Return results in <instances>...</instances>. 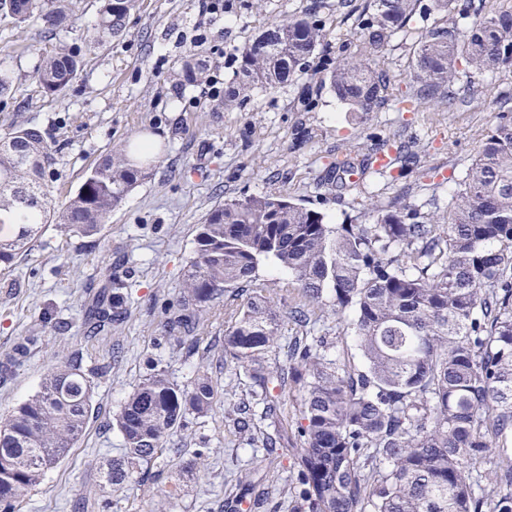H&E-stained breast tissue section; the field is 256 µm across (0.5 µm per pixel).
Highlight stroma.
<instances>
[{
    "mask_svg": "<svg viewBox=\"0 0 512 512\" xmlns=\"http://www.w3.org/2000/svg\"><path fill=\"white\" fill-rule=\"evenodd\" d=\"M318 2L326 22V47L298 81L256 91L240 107L213 112L238 67V50L269 25ZM366 0H230L224 17L203 14L199 0H139L118 37H94L97 0H73L68 25L47 31L0 16V78L12 92L0 98V133L29 123L47 129L59 150L50 186L52 206L64 205L85 173L112 148L147 138L161 148L151 178L113 210L99 234L86 238L42 229L19 255L12 272L0 273V363L13 360L0 378V417L33 395L48 366L78 357L85 370L109 364L94 379L93 413L82 438L41 483L21 496L20 512H293L284 491L292 454L268 462L261 442L239 435L228 414L250 400L245 368L224 355L231 316L255 296L280 302L278 341L264 363L286 365L296 337L290 308L301 301L288 274L261 262L252 281L225 292L203 313L195 348L170 337L164 309L181 296L194 256L196 227L210 208L247 195H287L324 213L334 224H369L372 207L418 202L446 207L459 189L481 140L512 95V70L460 77L452 104L412 107L414 45L395 36L380 59L390 77L389 100L369 114L348 111L322 87L326 61L353 51ZM212 70L194 86L173 74L192 51L196 35ZM76 50L85 65L61 91L43 95L37 73L45 54ZM414 145L417 158L370 174L344 191L324 184L326 169L363 154L398 152ZM124 283L126 317L99 339L86 338L81 304L109 280ZM29 340L24 358L14 344ZM168 369L187 386L208 371L213 411L190 418L167 451L143 465L142 481L117 490L104 486L100 468L120 453L123 438L113 416L148 373ZM208 455L190 469L199 450Z\"/></svg>",
    "mask_w": 512,
    "mask_h": 512,
    "instance_id": "obj_1",
    "label": "stroma"
}]
</instances>
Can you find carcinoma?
<instances>
[{
    "label": "carcinoma",
    "instance_id": "carcinoma-1",
    "mask_svg": "<svg viewBox=\"0 0 512 512\" xmlns=\"http://www.w3.org/2000/svg\"><path fill=\"white\" fill-rule=\"evenodd\" d=\"M137 0H102L96 39L125 28ZM72 0H0L16 23L39 19L49 28L68 20ZM356 52L324 79L351 112H377L390 80L377 68L391 38L412 35L416 14L441 20L418 36L415 99L439 104L459 79L512 69V10L486 0H370ZM326 23L306 10L262 31L241 51L234 82L216 107L231 109L257 87L288 83L324 52ZM83 65L76 51L44 59L42 91L64 88ZM207 57L194 53L176 76L202 81ZM158 151L147 140L123 145L99 160L58 211L47 206L55 157L45 132L18 125L0 134V271L14 269L46 224L92 237L134 187L153 174ZM373 158L345 160L326 181L346 188L342 174H366ZM463 189L446 210L416 203L374 209L372 224H331L283 195H250L218 204L197 227L195 252L178 304L165 327L189 339L200 313L224 292L250 281L270 259L291 274L303 302L291 311L301 338L289 367L260 364L277 341L276 303L250 299L224 331V351L251 366L265 415L293 385L301 393L297 433L282 426L262 438L272 456L294 448L296 512H512V109L498 113L467 168ZM122 284L82 301L90 336L121 323ZM332 313L356 339L359 366L329 354L316 328ZM208 373L189 387L155 368L115 414L123 452L107 460L110 487L133 482L137 468L159 458L190 415L213 409ZM94 386L75 358L53 363L40 389L0 419V507L14 512L23 492L69 454L92 412ZM238 431L253 433L247 406L234 410Z\"/></svg>",
    "mask_w": 512,
    "mask_h": 512
}]
</instances>
